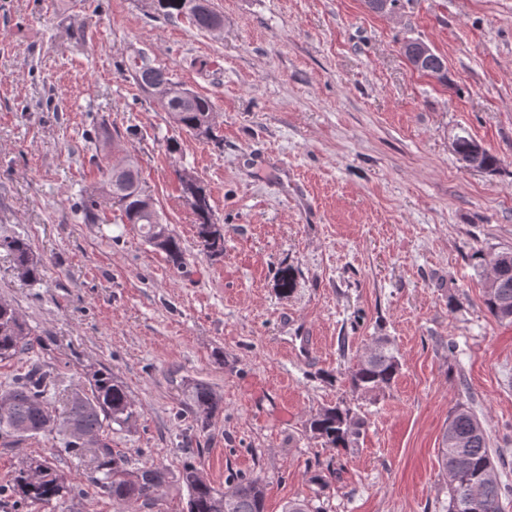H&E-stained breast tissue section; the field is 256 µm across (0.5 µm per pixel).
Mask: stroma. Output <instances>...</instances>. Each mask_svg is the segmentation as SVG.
I'll return each mask as SVG.
<instances>
[{"label": "stroma", "instance_id": "35a3bbf8", "mask_svg": "<svg viewBox=\"0 0 512 512\" xmlns=\"http://www.w3.org/2000/svg\"><path fill=\"white\" fill-rule=\"evenodd\" d=\"M212 2L218 32L164 19L154 0H0V235H23L43 265L31 285L0 257V299L41 339L0 363V394L40 363L59 409L112 371L137 418L104 437L128 470L170 475L155 504L124 508L90 484L66 432H1L0 512H182L188 463L222 489L259 477L265 512L315 496L324 512H448L437 450L459 403L512 479V324L486 311L482 279L512 250V0H397L387 14L364 0ZM410 40L443 57L446 81L411 68ZM141 53L210 97L222 146L136 86ZM458 133L499 171L463 167ZM129 155L183 269L108 200L97 223L82 219L101 166ZM185 170L224 226L221 258L198 247ZM377 336L401 368L386 388L353 390L346 372ZM198 382L219 400L204 424ZM339 403L367 421L345 450L305 429ZM31 458L73 493L8 494ZM329 467L339 476L319 489Z\"/></svg>", "mask_w": 512, "mask_h": 512}]
</instances>
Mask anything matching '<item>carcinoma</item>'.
Wrapping results in <instances>:
<instances>
[{"label":"carcinoma","instance_id":"carcinoma-1","mask_svg":"<svg viewBox=\"0 0 512 512\" xmlns=\"http://www.w3.org/2000/svg\"><path fill=\"white\" fill-rule=\"evenodd\" d=\"M158 12L166 19L185 15L199 30L215 31L223 25V16L212 0H156ZM131 77L156 100L172 121L187 133L197 136L205 129V138L217 140L212 123L210 99L198 93L186 95L187 88L173 81L169 72L152 65L142 57L133 63ZM453 150L458 160L468 164L475 160L477 169L494 171L499 159L470 135H456ZM182 197L197 217V237L201 251L210 258L224 255L223 228L212 218V207L206 190L195 178L179 174ZM101 192L120 205L126 223L139 226L145 241L163 251L176 268L184 265V251L179 237L169 228L152 199L139 186V172L134 158L103 173ZM0 254L10 258L17 277L27 283L41 281L42 264L31 250L28 240L20 235H0ZM492 266L500 267L497 277L485 278V306L499 321L512 322V252L498 254ZM31 331L17 309L0 300V362L24 353L33 345L27 339ZM398 351L386 336H378L372 345L349 368L347 379L358 391H374L391 384L400 370ZM50 373L41 365L33 366L15 380L10 390L0 394V431L37 435L52 428L69 434L68 449L78 455L91 448L97 459L92 482L120 506L157 498L168 483V472L162 467H146L130 473L124 461L112 453L108 443L99 438L104 423L129 426L136 417L134 404L124 384L112 372L98 370L92 375L90 393L72 392L69 408L62 418L54 414L47 398ZM193 402L208 414L218 400L210 386L193 387ZM313 437L329 448H348L365 432V421L339 405L328 407L307 422ZM441 465L449 477L448 512H506L505 502L512 489L494 472L490 436L473 412L456 405L444 429ZM180 480L187 489L184 512H265L264 486L260 478H244L220 491L211 485L193 465L183 468ZM13 492L33 501L50 502L70 491L66 478L46 460L31 459L22 463L15 477Z\"/></svg>","mask_w":512,"mask_h":512}]
</instances>
